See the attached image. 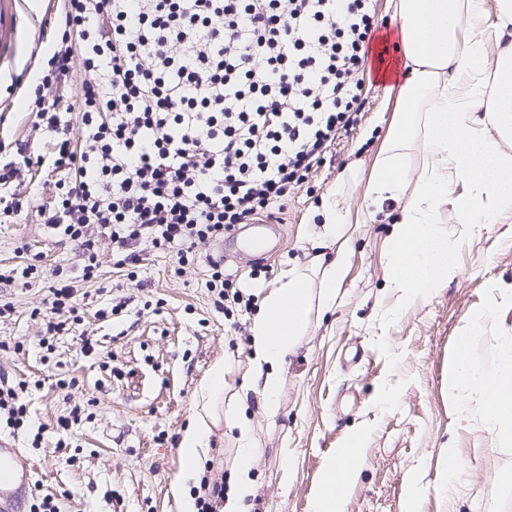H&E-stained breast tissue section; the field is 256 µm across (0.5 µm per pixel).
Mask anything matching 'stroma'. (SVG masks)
Segmentation results:
<instances>
[{
  "instance_id": "35a3bbf8",
  "label": "stroma",
  "mask_w": 512,
  "mask_h": 512,
  "mask_svg": "<svg viewBox=\"0 0 512 512\" xmlns=\"http://www.w3.org/2000/svg\"><path fill=\"white\" fill-rule=\"evenodd\" d=\"M45 0H0V139L44 142L34 128L19 80L46 20ZM380 19L371 63L393 68L399 22L378 0ZM349 134L323 165L291 194L276 221L274 253L240 251L238 245L204 247L195 263L176 268L165 254L144 249L139 285H119L108 250L100 275L79 298V331L41 346L50 270L76 264L73 247L41 222L36 209L0 219V269L22 266L38 253L48 275L23 286L0 283V377L24 384L39 447L17 438L33 468L28 497L51 495L59 512H185L173 493L183 462L180 439L190 423L201 384L216 362L226 365L224 402L235 405L249 428L256 495L251 512H313L322 472L354 429H362L366 455L350 487L344 512H403L404 482L423 476L418 512H486L497 502L512 512V447L504 448L482 423L460 421L448 396V365L460 336L476 321L484 326L475 355L488 360L500 336L512 333V211L492 224L446 222L459 242L458 275L435 294L406 306L402 291L386 285L387 219L353 227L352 254L336 308L314 316L308 333L284 365L275 415H268L253 380L251 329L260 300L282 271L306 267L316 255L319 220L313 212L338 183L351 206L363 202L364 183L388 131L394 97L380 79ZM223 256L227 272L250 295L248 311L216 309L206 282L207 255ZM127 314L110 317L113 301ZM98 341L85 353L82 333ZM70 388L61 389L57 380ZM86 417L64 430L59 419L73 407ZM237 431L214 428L204 459L232 481ZM455 449L461 493L441 496L444 449Z\"/></svg>"
}]
</instances>
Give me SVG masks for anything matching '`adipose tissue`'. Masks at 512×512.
<instances>
[{
  "instance_id": "ef3b65f1",
  "label": "adipose tissue",
  "mask_w": 512,
  "mask_h": 512,
  "mask_svg": "<svg viewBox=\"0 0 512 512\" xmlns=\"http://www.w3.org/2000/svg\"><path fill=\"white\" fill-rule=\"evenodd\" d=\"M399 20L396 50L405 72L396 82L394 119L367 179L361 207L350 208L343 188L317 210L319 248L327 256L319 292L301 268L283 272L263 295L252 326L253 364L268 413H275L285 359L306 336L316 307L332 308L346 277L350 227L368 224L387 201L396 209L388 228L387 281L408 299L430 297L456 277L457 243L441 226L444 209L458 224H486L512 209V0H389ZM422 164L409 178L406 158ZM477 332L460 337L448 368V395L463 419L480 418L500 444H512V335L500 337L492 361L473 353ZM223 363L200 388L180 441L183 459L175 493L193 478L213 426L238 429L237 476L221 512H249L254 456L243 420L216 414L224 399ZM365 457L363 435L348 436L320 478L314 512H344L349 488Z\"/></svg>"
}]
</instances>
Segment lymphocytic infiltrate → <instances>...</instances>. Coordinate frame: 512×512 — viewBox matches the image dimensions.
Returning <instances> with one entry per match:
<instances>
[{
  "instance_id": "f902f5d3",
  "label": "lymphocytic infiltrate",
  "mask_w": 512,
  "mask_h": 512,
  "mask_svg": "<svg viewBox=\"0 0 512 512\" xmlns=\"http://www.w3.org/2000/svg\"><path fill=\"white\" fill-rule=\"evenodd\" d=\"M375 16V0H61L31 83L46 149L0 142V214L51 169L37 212L79 253L52 271L46 336L66 330L101 248L131 281L140 245L184 266L282 210L357 122ZM76 62L92 79L72 124L46 97ZM58 178L56 173H51L48 169H42L32 172V181L29 185L31 192L37 198L39 204H46L51 200L52 191H54L53 183Z\"/></svg>"
}]
</instances>
